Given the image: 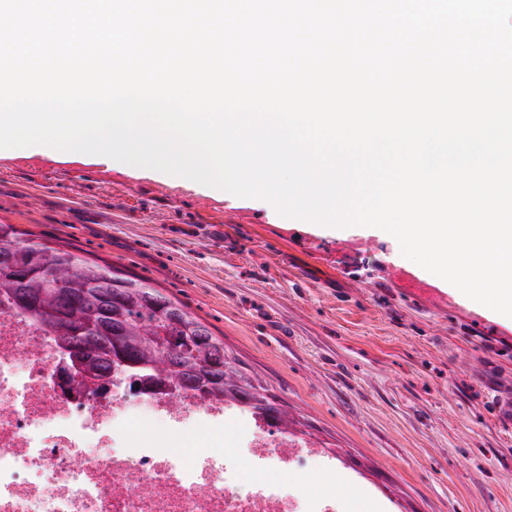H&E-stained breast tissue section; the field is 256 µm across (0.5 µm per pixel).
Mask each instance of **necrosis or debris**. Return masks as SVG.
<instances>
[{
	"instance_id": "4bbe7bcc",
	"label": "necrosis or debris",
	"mask_w": 512,
	"mask_h": 512,
	"mask_svg": "<svg viewBox=\"0 0 512 512\" xmlns=\"http://www.w3.org/2000/svg\"><path fill=\"white\" fill-rule=\"evenodd\" d=\"M56 367L50 336L0 307V512H372L276 481L320 452L244 409L161 390L76 398L53 386ZM232 422V450L196 437Z\"/></svg>"
}]
</instances>
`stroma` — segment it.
I'll return each mask as SVG.
<instances>
[{"instance_id":"1","label":"stroma","mask_w":512,"mask_h":512,"mask_svg":"<svg viewBox=\"0 0 512 512\" xmlns=\"http://www.w3.org/2000/svg\"><path fill=\"white\" fill-rule=\"evenodd\" d=\"M0 220L148 279L223 338L326 467L282 480L372 495L384 512H512V320L404 257L102 155L0 149Z\"/></svg>"}]
</instances>
